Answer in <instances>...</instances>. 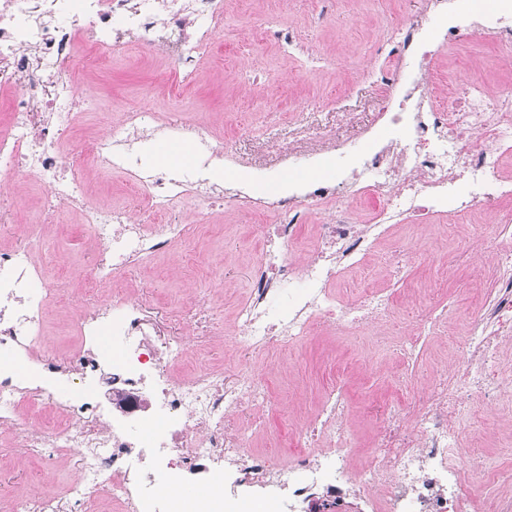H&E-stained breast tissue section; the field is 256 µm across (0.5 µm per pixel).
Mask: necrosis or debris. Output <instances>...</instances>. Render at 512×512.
<instances>
[{
    "label": "necrosis or debris",
    "instance_id": "obj_1",
    "mask_svg": "<svg viewBox=\"0 0 512 512\" xmlns=\"http://www.w3.org/2000/svg\"><path fill=\"white\" fill-rule=\"evenodd\" d=\"M443 16L435 30L417 19L398 26L387 50L412 62L409 80L398 67L378 78L388 100L387 131L377 145H361L332 183L312 182L274 204L276 221L261 225L249 288L237 309L231 349L238 362L227 373L198 367L185 373V335L210 341L202 305L164 316L149 296L103 295L131 264L189 242L187 206L204 209L223 195L201 193L209 166L180 174L143 170L108 136L68 139L77 77L68 64L77 51L93 53L132 42L160 47L191 78L196 53L213 39L224 0H0V192L18 176L42 186V210L79 215L94 240L85 291L75 305L78 343L60 356L41 357L42 317L63 286L41 277L31 237L0 247V433L32 463L71 458L75 479L61 491L24 498L22 512H80L100 503L113 512H176L179 489L192 479L224 485V512L262 500L264 512H303L322 495L324 512H341L357 498L361 512H512V467L490 465L473 435L482 409L502 407L512 386L502 349L512 344V223L476 222L489 204L512 213V85L495 97L464 82L448 89V105L433 95L436 60L473 30L494 38L499 57L512 58V0H498L482 23L449 18L448 0H431ZM118 171L153 223L130 209L90 202L81 173ZM375 207L364 221L348 216L353 200ZM328 221L307 220L311 204ZM468 218L459 262L477 248L494 255L493 288L475 299L466 330L448 334L443 289L416 306L396 336L399 375L391 399L374 405L379 425L361 448L349 425L344 379L352 361L339 363L325 396L300 427L294 452H250V438L268 412L279 411L255 375L257 357L287 355L324 332L353 336L367 326L388 335L403 303L400 289L368 288L347 301L338 281L361 268L395 226L425 219ZM287 309H279L280 299ZM111 335V351L100 339ZM450 338L456 362L437 369L426 390L414 377L425 341ZM78 378L77 397L55 390Z\"/></svg>",
    "mask_w": 512,
    "mask_h": 512
}]
</instances>
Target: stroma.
Returning a JSON list of instances; mask_svg holds the SVG:
<instances>
[{
	"label": "stroma",
	"instance_id": "obj_1",
	"mask_svg": "<svg viewBox=\"0 0 512 512\" xmlns=\"http://www.w3.org/2000/svg\"><path fill=\"white\" fill-rule=\"evenodd\" d=\"M428 13V0H224V19L214 38L215 47L200 65L181 95L171 96L158 86L171 63L152 48L127 44L92 60L77 55L76 94L84 119L72 130L74 137L90 138L111 132L121 138L122 128L111 127V117L136 109L161 113L163 121L189 120L209 137H233V151L225 158L232 179L224 193L222 216L185 212L197 233L177 253L159 254L128 269L125 287L158 298L167 315L180 304L197 299L208 307L215 342L194 348L200 364L230 370L234 360L224 352L235 324L238 302L248 288L250 264L256 253V224L274 223V215L259 216L239 206L237 194L265 197L269 186L288 181L305 187L320 174L334 175L331 142L360 143L363 131L384 135L379 114L386 106L380 86L371 76L384 62L375 47L384 30ZM286 24L298 31L292 49L284 51L244 39L250 28ZM440 67L445 81L479 79L488 94L512 83V63L498 58L482 32L443 54ZM78 217L64 211L44 227L35 243L43 275L66 279L64 300L51 304L40 349L48 356L67 352L74 343L69 303L81 296L91 241L77 234ZM414 260L404 278L394 277L384 252H377L363 268L348 274L338 293L348 296L365 285L408 289L421 294L434 280L435 264L448 269L449 300L489 288L482 276L491 257L475 254L470 266L456 261L458 242L431 226L416 239ZM352 358L355 369L346 380L350 393V423L365 432L361 407L369 400L386 399L396 369L374 352L363 336L342 341L320 335L298 348L296 370L262 357L255 371L270 386L275 399L287 407L290 421L310 411L321 397L334 363ZM73 466L57 463L51 481L30 470V462L0 438V501L15 502L33 492H54L72 480Z\"/></svg>",
	"mask_w": 512,
	"mask_h": 512
}]
</instances>
